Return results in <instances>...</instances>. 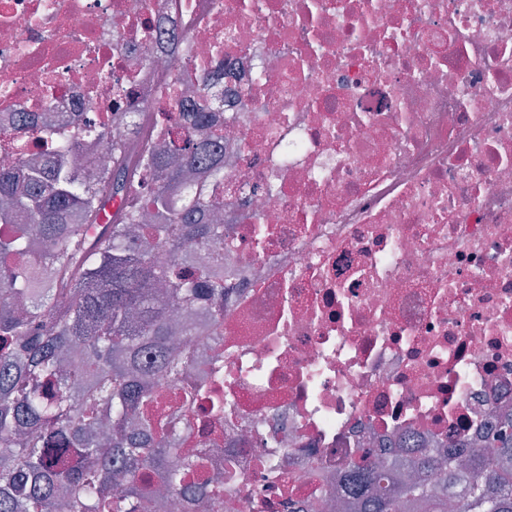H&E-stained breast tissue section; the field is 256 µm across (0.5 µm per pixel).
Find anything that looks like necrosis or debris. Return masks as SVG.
<instances>
[{
	"instance_id": "1",
	"label": "necrosis or debris",
	"mask_w": 512,
	"mask_h": 512,
	"mask_svg": "<svg viewBox=\"0 0 512 512\" xmlns=\"http://www.w3.org/2000/svg\"><path fill=\"white\" fill-rule=\"evenodd\" d=\"M224 111V401L172 428L222 512H319L362 450L447 452L512 418V0H0V137L183 146L184 88ZM265 225L264 240L254 228ZM281 462L288 487L270 483ZM41 128L37 118L30 112H22L19 117V124L15 130L4 136L3 144L9 149L22 151L26 138Z\"/></svg>"
}]
</instances>
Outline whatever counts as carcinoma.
<instances>
[{"label": "carcinoma", "mask_w": 512, "mask_h": 512, "mask_svg": "<svg viewBox=\"0 0 512 512\" xmlns=\"http://www.w3.org/2000/svg\"><path fill=\"white\" fill-rule=\"evenodd\" d=\"M213 100L179 118L207 141L171 151L144 145L130 167L112 139L101 171L77 168L75 145L30 160L24 174L0 169V512H180L186 477L220 487L224 473L175 448L162 433L189 403H223L206 386L182 387L160 407L157 378L185 381L196 366L186 348L197 322L224 321V282L187 259L182 245L218 253L224 200L189 194L170 224L150 223L138 204L146 170L151 203L207 173L223 179L209 119ZM39 130L20 113L3 144L21 151ZM153 353L145 367L140 357ZM88 360L81 372L76 359ZM348 512H512V430L508 425L448 455L394 460L378 451L351 461L336 481Z\"/></svg>", "instance_id": "obj_1"}]
</instances>
